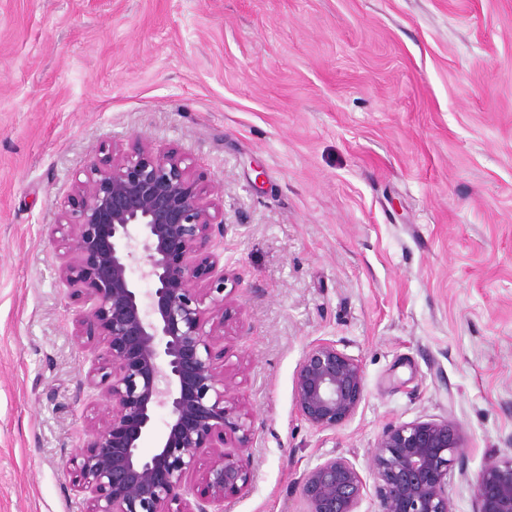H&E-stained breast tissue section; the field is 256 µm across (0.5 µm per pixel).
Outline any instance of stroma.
<instances>
[{
    "label": "stroma",
    "instance_id": "stroma-1",
    "mask_svg": "<svg viewBox=\"0 0 512 512\" xmlns=\"http://www.w3.org/2000/svg\"><path fill=\"white\" fill-rule=\"evenodd\" d=\"M222 188L228 401L254 420L225 512H305L350 460L375 512L382 433L450 419L469 480L512 455V0H0V512H87L63 460L106 415L98 339L51 240L112 142ZM361 364L333 431L297 413L316 340Z\"/></svg>",
    "mask_w": 512,
    "mask_h": 512
}]
</instances>
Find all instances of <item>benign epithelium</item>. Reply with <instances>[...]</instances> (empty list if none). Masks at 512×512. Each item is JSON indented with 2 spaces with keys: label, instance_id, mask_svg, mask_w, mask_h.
<instances>
[{
  "label": "benign epithelium",
  "instance_id": "obj_1",
  "mask_svg": "<svg viewBox=\"0 0 512 512\" xmlns=\"http://www.w3.org/2000/svg\"><path fill=\"white\" fill-rule=\"evenodd\" d=\"M83 174L51 235H60L63 249L58 277L85 304L76 321L99 338L101 378L92 374L88 384L101 390L107 417L63 466L90 494L88 512H224V500L249 482L243 451L254 427L242 406L226 400L235 376L219 369L227 327L220 199L180 150L148 141L131 149L111 143ZM294 384L299 415L324 432L354 416L365 376L357 359L320 339L303 355ZM160 409L167 430L145 453ZM460 448L448 419L387 428L372 458L377 512H454L448 472ZM203 456L206 467L188 483ZM470 487L474 512H512V456L487 461ZM363 490L343 457L301 478L306 512H356Z\"/></svg>",
  "mask_w": 512,
  "mask_h": 512
}]
</instances>
